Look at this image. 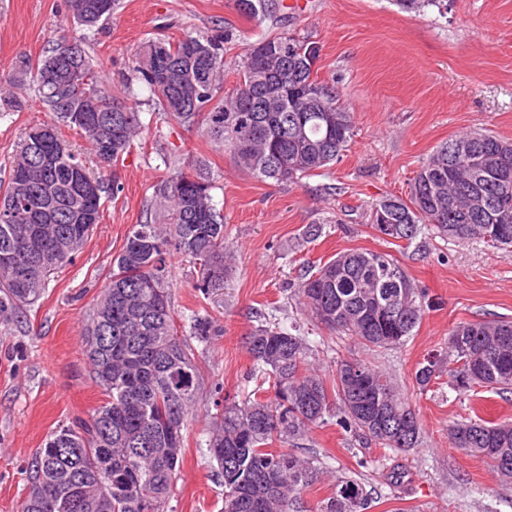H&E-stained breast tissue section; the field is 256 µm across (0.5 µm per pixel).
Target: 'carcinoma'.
<instances>
[{
  "instance_id": "obj_1",
  "label": "carcinoma",
  "mask_w": 512,
  "mask_h": 512,
  "mask_svg": "<svg viewBox=\"0 0 512 512\" xmlns=\"http://www.w3.org/2000/svg\"><path fill=\"white\" fill-rule=\"evenodd\" d=\"M67 0L78 27L90 30L109 20L119 0ZM245 16L263 21L280 11L277 0H236ZM74 45L73 61L57 64L60 43ZM224 35L152 38L135 52L123 92L132 82L148 90L158 110L184 125L202 123L233 164L253 177L288 185L333 166L354 137L351 112L336 88L318 78L320 49L288 33H275L250 46L232 91H224ZM86 37L62 33L46 55L25 53L15 62V91L0 98V111H19L32 82L36 101L90 145L99 168L117 166L142 133L140 112L106 89L99 64L82 44ZM252 111H243L246 103ZM474 133L455 135L437 147L414 177L409 198L386 196L372 207L370 221L384 238L412 243L425 230L465 241L479 238L497 249L512 247V202L507 207L471 209L473 196L493 198L497 181L512 185V151L495 158L506 141L491 133L470 157L450 148ZM95 188L98 197H117V174L96 175L62 137L54 123L31 127L18 143L0 199L13 201L26 190V221L0 211V254L17 253L30 268L25 284L0 266V320L34 305L53 271L71 263L93 225L76 210V189ZM202 168L177 171L153 186L149 218L130 227L122 252L93 309L83 337L93 380L106 400L91 416L61 426L28 463L30 484L62 485L78 474L92 498L107 499L105 512H171L186 432L198 399L199 371L189 341L201 343L224 329L207 316L192 318L188 334L177 327L167 260L177 254L195 268L201 294L224 283L230 251L224 222ZM393 223H379V212ZM299 304L331 333L368 349L403 344L425 312L424 294L391 254L352 250L301 274ZM387 308L398 319L389 335L370 314ZM277 309L260 314L248 352L261 382L244 398L213 401L206 440L210 461L224 483V512H288L293 499L318 474L315 461L271 449L275 441L303 435L326 418L384 450L419 446L421 426L414 411L383 370L363 359L340 360L332 384L309 367V341L297 324L284 325ZM448 362L457 391L485 388L512 393V321L463 322L448 336ZM441 377L439 360L419 364L414 381L424 392ZM273 397L263 398L264 386ZM452 447L487 458L504 480H512V422L462 420L448 430ZM79 470L72 472L73 463ZM370 500L351 477L317 512H366ZM19 512H82L61 509L56 494L41 502L27 495Z\"/></svg>"
}]
</instances>
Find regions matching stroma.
<instances>
[{"instance_id":"1","label":"stroma","mask_w":512,"mask_h":512,"mask_svg":"<svg viewBox=\"0 0 512 512\" xmlns=\"http://www.w3.org/2000/svg\"><path fill=\"white\" fill-rule=\"evenodd\" d=\"M277 22L242 16L235 0H120L89 39L103 81L120 89L135 51L157 34L173 38L224 31V86L248 46L280 30L316 43L319 78L334 84L354 116L355 135L324 174L290 186L264 183L238 169L204 126L183 127L137 90L144 133L118 166L124 190L103 198L101 219L73 263L56 271L40 300L10 323L0 322V512H18L28 493V460L60 426L88 418L104 397L89 376L82 339L88 315L122 251L131 225L151 204L154 184L193 159L205 169L224 216V243L234 253L223 286L201 294L193 266L169 257L181 324L211 317L223 335L198 344L201 390L185 442L174 512H224V485L205 440L215 383L240 398L254 386L247 351L261 312L298 319L312 351L308 361L329 373L341 359H364L387 371L422 428L409 452H386L337 426L335 419L275 450L316 456L315 483L294 502L311 512L329 497L337 476L354 473L373 494L370 512H512V482L487 459L448 440L453 422L479 417L512 421V394L456 392L449 375L419 391L414 374L444 348L461 322L512 320V250L477 240L420 235L410 246L379 237L370 209L380 198H408L431 153L451 136L487 130L512 140V0H445L406 9L397 0H285ZM66 0H0V81L17 55L38 58L52 37L72 30ZM39 106L0 112V169L32 125L52 121ZM321 233L311 237L310 225ZM351 249L385 251L426 294L427 308L406 344L372 351L304 317L297 283L304 263Z\"/></svg>"}]
</instances>
